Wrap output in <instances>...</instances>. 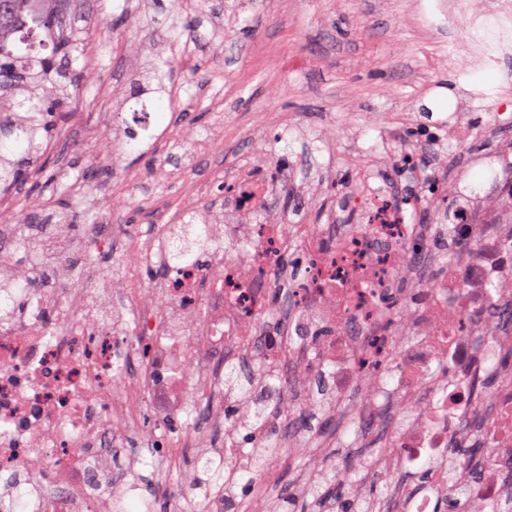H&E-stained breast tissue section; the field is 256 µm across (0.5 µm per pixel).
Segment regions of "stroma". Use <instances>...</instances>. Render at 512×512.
I'll return each mask as SVG.
<instances>
[{
    "mask_svg": "<svg viewBox=\"0 0 512 512\" xmlns=\"http://www.w3.org/2000/svg\"><path fill=\"white\" fill-rule=\"evenodd\" d=\"M437 0H190L184 5L181 38L185 67L157 83L152 66L170 56L163 33L172 22L171 0H76L70 18L88 48L75 70L88 71L76 112L66 121L68 140L43 146L47 173L36 172L7 195L1 224H35L41 214L60 210L58 191L67 188L73 223L56 236L80 239L87 226L108 235L114 224H158L183 212L189 184H205L194 206L221 212L219 187L246 170L285 156L288 173L272 184L263 202L271 224H332L337 191L348 190L372 169L400 191L414 177L396 157L413 148L424 168L458 181L491 161L500 140L512 141V126L495 124L498 87L512 73V58L496 67L460 68L466 49L462 29L448 28ZM128 17L121 43L109 25ZM471 103L467 116L477 127L464 147L422 138L443 124L461 90ZM161 103L153 116L156 139L140 152L126 144L130 98ZM221 129L217 162L188 166L200 139ZM40 204L34 213L32 204ZM310 345L294 340L286 385L276 395L282 410L304 408L308 434L288 433V462H273L257 478L252 512H273L285 486L302 492L329 462H381L391 432L403 416L399 406L385 412L366 404L361 384L345 406L333 398L314 403V377L307 370ZM363 420L360 428L351 418ZM195 447L182 451L179 471L160 483L152 512H169L171 493L197 468L198 451L224 445L221 423H200ZM115 486L158 480L156 462L138 455L135 444L117 449ZM389 488L368 495L370 512H398L400 500L416 488L409 471L393 465Z\"/></svg>",
    "mask_w": 512,
    "mask_h": 512,
    "instance_id": "obj_1",
    "label": "stroma"
}]
</instances>
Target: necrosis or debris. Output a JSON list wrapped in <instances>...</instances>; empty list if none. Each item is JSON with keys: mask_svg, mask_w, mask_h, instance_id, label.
I'll use <instances>...</instances> for the list:
<instances>
[{"mask_svg": "<svg viewBox=\"0 0 512 512\" xmlns=\"http://www.w3.org/2000/svg\"><path fill=\"white\" fill-rule=\"evenodd\" d=\"M450 24L467 33V55L499 61L512 54V0H442ZM494 188L458 195L450 210L438 173L423 192L405 196L364 180L347 195L353 225L329 232L310 224L254 228L252 263L214 247L206 264L182 266L163 283L142 270L167 263L153 225L124 226L128 277L112 293L109 267L92 288L0 290V302L22 301L24 313L0 328V472L15 475L30 512H111L112 447L139 435L147 453L174 468L179 446L195 433L190 405H208L222 390L216 359L224 349L262 348L269 299L255 287L286 261L307 271L298 309L329 324L319 345L337 398L368 381L367 401L410 407L428 391L423 419L396 428L391 451L406 468L446 452L459 420L473 409L471 381L512 355V250L490 234L512 224V146L499 149ZM447 219L448 260L422 276L433 246L428 226L414 223L420 206ZM414 285L402 287L403 277ZM389 367V381L379 370ZM493 415L481 440L512 455V375L491 395Z\"/></svg>", "mask_w": 512, "mask_h": 512, "instance_id": "1", "label": "necrosis or debris"}]
</instances>
